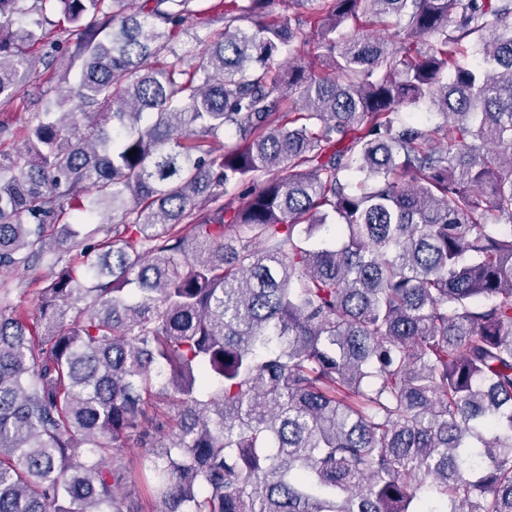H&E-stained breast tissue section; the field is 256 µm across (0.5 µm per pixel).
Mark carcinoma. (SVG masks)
I'll list each match as a JSON object with an SVG mask.
<instances>
[{
    "mask_svg": "<svg viewBox=\"0 0 512 512\" xmlns=\"http://www.w3.org/2000/svg\"><path fill=\"white\" fill-rule=\"evenodd\" d=\"M192 2L0 0V512H512V0ZM215 1L216 0H194L192 6L197 15L194 20L185 26L184 30H181L174 38L173 43L175 46L180 48L184 46V44H194L196 36L202 37L207 31L222 28V23L206 25L212 17L211 6L216 3ZM47 18L51 25H46L48 29L62 41L61 48L63 52L60 54L57 62L50 68H46L44 64L39 62L37 69L32 73L29 80L28 90L30 93H37L39 90L46 91L47 99L52 100L58 94L61 86L60 78L65 73L69 65V55L65 53L68 45L76 42L77 32L67 23L59 10L47 12ZM32 97H23L22 94L7 110H1L0 108V120H8L14 127L25 126L29 122H34V114L42 112V104H34ZM50 277L51 270L45 262L12 272L7 277L9 287L12 289V304L27 315L36 314L39 304L37 289L42 288Z\"/></svg>",
    "mask_w": 512,
    "mask_h": 512,
    "instance_id": "cac0c4a2",
    "label": "carcinoma"
}]
</instances>
